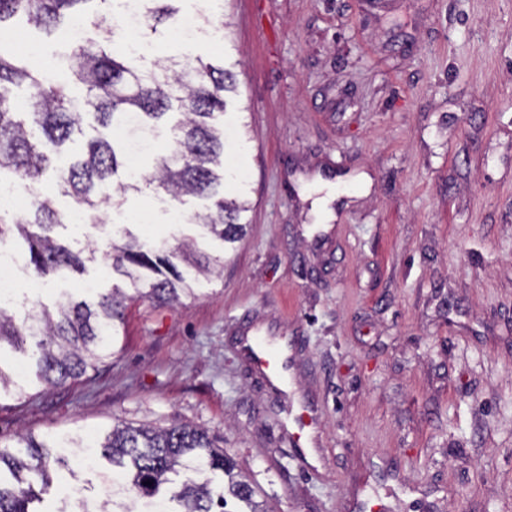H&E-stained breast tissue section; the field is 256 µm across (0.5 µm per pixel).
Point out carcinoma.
I'll list each match as a JSON object with an SVG mask.
<instances>
[{"instance_id": "cac0c4a2", "label": "carcinoma", "mask_w": 512, "mask_h": 512, "mask_svg": "<svg viewBox=\"0 0 512 512\" xmlns=\"http://www.w3.org/2000/svg\"><path fill=\"white\" fill-rule=\"evenodd\" d=\"M108 0H0V28L24 16L30 26L51 29L63 19L82 15L83 7ZM172 0H142L143 28H174L177 9ZM155 7H150V4ZM71 71L84 91V105L103 128H140L144 119L160 120L178 108L183 119L172 127V152L157 159L152 181L173 197L194 195L211 202L201 221L208 232L226 246L246 235L245 203L226 199L218 191L221 176L215 168L224 154V131L212 121L226 110L224 93L235 91L233 65L214 66L198 61L192 72L174 58L165 63L137 65L106 44L77 42L71 54ZM22 88L23 97L15 95ZM68 84L47 76L14 55L11 45L0 41V175L9 172L33 193L24 211L0 215V241L16 234L27 246L28 262L38 278L65 271L82 272L80 253L62 244L54 230L66 215L53 198L37 191L54 175L58 192L71 198L84 214L95 209L99 195L109 201L123 194L127 184L112 185L118 159L109 140L92 139L86 156L60 166L43 151L49 143L59 147L72 140L82 113L73 111ZM112 270L125 276L130 288H114L99 296L96 308L85 302L57 303L23 314L0 306V353L8 349L36 359V380L57 387L97 368L111 355L124 322L126 301L153 304L177 302L193 294L195 275H208L223 266V259L191 244L166 250L149 246L126 233L111 246ZM112 465L127 470L126 491L151 496L161 487L176 507L168 512H266L254 499V490L237 478L235 465L209 437L193 427L162 430L114 425L102 443L79 434L61 440L19 437L0 445V512H35L30 505L50 486L49 467H68L54 448H98ZM234 502L236 510L227 509Z\"/></svg>"}]
</instances>
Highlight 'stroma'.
<instances>
[{"mask_svg": "<svg viewBox=\"0 0 512 512\" xmlns=\"http://www.w3.org/2000/svg\"><path fill=\"white\" fill-rule=\"evenodd\" d=\"M192 37L151 34L156 59L236 64L224 124V192L250 204L225 253L199 214L151 181L58 237L84 273L39 280L32 308L127 288L108 240L191 241L222 274L172 305L128 303L112 355L65 385L0 397V443L96 433L115 420L205 430L270 512H512V0H177ZM30 45L70 79L67 30ZM334 218L317 231L318 182ZM299 344L289 392L241 357L243 327ZM314 397V468L285 422ZM56 472L44 512H107L105 459Z\"/></svg>", "mask_w": 512, "mask_h": 512, "instance_id": "35a3bbf8", "label": "stroma"}]
</instances>
